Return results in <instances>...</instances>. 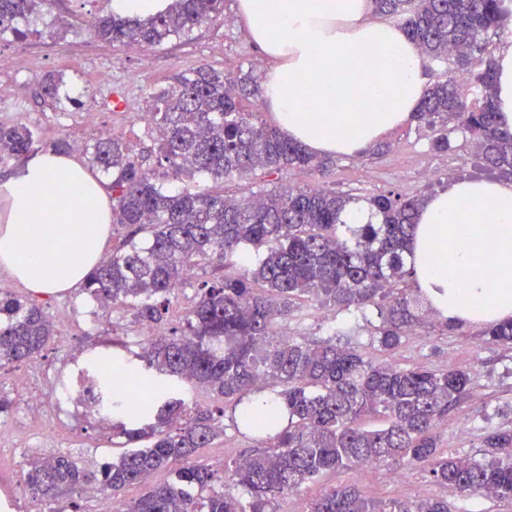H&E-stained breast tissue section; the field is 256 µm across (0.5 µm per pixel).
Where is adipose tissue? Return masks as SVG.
I'll use <instances>...</instances> for the list:
<instances>
[{
    "label": "adipose tissue",
    "instance_id": "adipose-tissue-1",
    "mask_svg": "<svg viewBox=\"0 0 512 512\" xmlns=\"http://www.w3.org/2000/svg\"><path fill=\"white\" fill-rule=\"evenodd\" d=\"M274 66L262 99L283 135L317 155L356 156L406 124L429 88L405 31L370 0H238ZM496 107L512 130V41L496 55ZM0 269L42 298L79 288L111 233L112 192L77 155L35 153L0 172ZM89 250L73 253V240ZM413 288L441 320L512 319V179L460 180L421 206L408 255Z\"/></svg>",
    "mask_w": 512,
    "mask_h": 512
}]
</instances>
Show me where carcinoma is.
<instances>
[{"instance_id":"1","label":"carcinoma","mask_w":512,"mask_h":512,"mask_svg":"<svg viewBox=\"0 0 512 512\" xmlns=\"http://www.w3.org/2000/svg\"><path fill=\"white\" fill-rule=\"evenodd\" d=\"M52 0H0V34L37 15ZM373 13L392 19L422 55L448 70L430 83L414 115L432 147L447 152L460 131L475 140L485 170L512 177V131L501 128L494 103L492 38L504 33L512 9L504 0H372ZM224 0H171L143 19L107 12L90 33L105 43L153 46L186 36L219 18ZM252 74L231 77L201 63L171 77L150 95L147 114L160 144L158 163L173 179L201 173L215 182L259 169L325 176L333 162L308 152L244 112L238 98H262ZM36 136L21 124L0 123V163L22 162ZM91 166L112 174V223L128 229L119 247L88 275L83 291L102 308L131 316L157 334L141 351L112 342L104 397L121 420L112 437L125 451L94 472L69 453L33 457L23 491L50 501L78 499L95 485L112 494L116 512H282L288 495L330 474L371 465L420 466L430 479L464 499L512 502V429L486 433L464 457L438 448L437 428L473 388L463 369L396 366L336 343L351 332L310 341L279 336L278 325L313 301L322 307L374 308L377 351L388 356L425 322L436 319L409 287L406 251L420 196L389 191L369 199L376 224H347L359 203L320 188L272 190L237 198L188 185L164 188L131 156L119 135L83 146ZM202 270L195 296L172 326V299ZM45 309L0 291V359L31 361L52 339ZM490 345L512 344V321L482 330ZM202 390L239 409L240 426L263 438L224 466L223 488L199 450L224 436V409L180 397ZM273 395L278 411L263 400ZM173 478L146 496L122 491L158 471ZM307 512H451L446 497L375 502L350 485L325 488Z\"/></svg>"}]
</instances>
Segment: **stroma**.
<instances>
[{
	"mask_svg": "<svg viewBox=\"0 0 512 512\" xmlns=\"http://www.w3.org/2000/svg\"><path fill=\"white\" fill-rule=\"evenodd\" d=\"M105 6V0H54L50 12L20 22L23 36L0 35V88L11 91L0 102V122L25 124L46 143L63 133L84 144L120 134L131 154L160 176L164 170L156 164L159 143L142 119L150 92L168 84L175 73L203 62L231 74L249 70L260 78L272 63L239 21L236 0H226L216 21L146 52L135 45L108 44L84 32L88 16L105 14ZM49 73L62 77L60 91L65 99L57 105L43 91L42 80ZM386 141L391 151L376 158H336L330 174L321 181L323 188L364 201L389 191L409 196L434 194L452 182L482 175L471 139L458 137L453 150L437 152L426 134L410 122L389 133ZM313 183V178L288 171L272 175L259 171L226 182L224 189L248 196L280 185ZM63 306L71 313L68 340H51L44 349L39 361L45 375L57 376L88 351L104 349L106 342L139 339V329L128 319L117 312L98 311L84 292H63L43 303L50 313ZM375 318L372 310L366 319L356 320L347 311L329 314L310 305L302 309L299 318L282 324L280 332L321 340L330 335L334 323L347 322L352 326L347 338L350 346L371 356L375 353L371 336ZM480 331L477 325L448 332L428 326L409 336L391 357L401 366L423 364L477 372L468 398L449 412L439 428L441 450L462 456L477 449L483 426L512 427V344H484ZM56 442L59 451L81 454L87 462L97 464L112 455V425L78 409L62 417ZM258 443V437L236 428L234 412L228 407L223 437L201 449L200 457L219 470L225 461ZM337 480L356 486L377 501L419 500L445 493L418 467L401 470L396 476L382 468L364 467L343 472Z\"/></svg>",
	"mask_w": 512,
	"mask_h": 512,
	"instance_id": "1",
	"label": "stroma"
}]
</instances>
